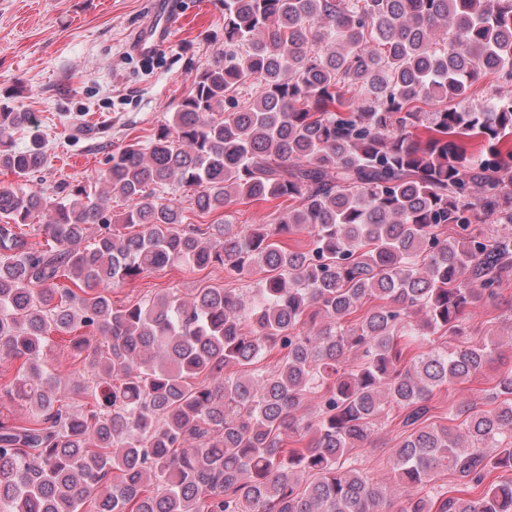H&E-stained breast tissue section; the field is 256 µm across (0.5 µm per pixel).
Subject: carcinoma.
<instances>
[{"label": "carcinoma", "instance_id": "carcinoma-1", "mask_svg": "<svg viewBox=\"0 0 512 512\" xmlns=\"http://www.w3.org/2000/svg\"><path fill=\"white\" fill-rule=\"evenodd\" d=\"M223 2L224 54L100 177L132 235L101 192L27 185L44 146L14 150L31 113L0 112V168L23 180L0 188V364L31 413L0 418V512H512V367L482 406L427 418L496 356L437 342L512 277V96L470 92L512 84V0ZM184 199L224 223L187 221ZM278 199L274 222L230 231L231 206ZM173 264L253 288L112 304ZM52 332L91 369L81 412L56 397ZM392 410L411 431L390 480L352 451Z\"/></svg>", "mask_w": 512, "mask_h": 512}]
</instances>
